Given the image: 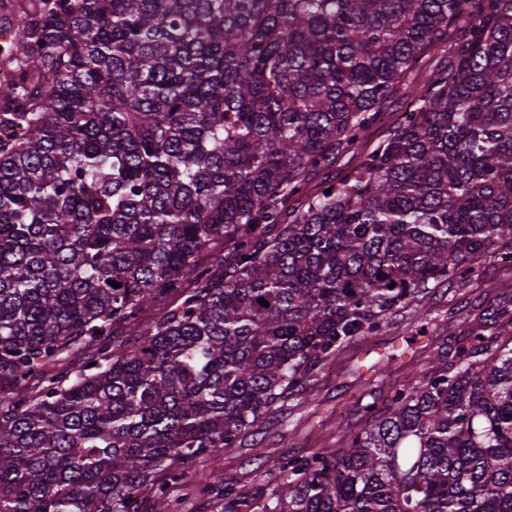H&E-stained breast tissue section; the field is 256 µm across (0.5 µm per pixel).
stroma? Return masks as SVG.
<instances>
[{"label":"stroma","instance_id":"stroma-1","mask_svg":"<svg viewBox=\"0 0 512 512\" xmlns=\"http://www.w3.org/2000/svg\"><path fill=\"white\" fill-rule=\"evenodd\" d=\"M475 295L443 285L430 298L427 315L394 320L387 332L355 342L344 357L314 367L311 396L281 398L264 419L248 428L231 454L215 451L197 459L196 468H217L248 487L260 477L261 459L318 447L335 421L355 424V401L380 362L392 361L398 375L414 367L415 358L444 346Z\"/></svg>","mask_w":512,"mask_h":512}]
</instances>
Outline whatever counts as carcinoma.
<instances>
[{"label": "carcinoma", "instance_id": "carcinoma-1", "mask_svg": "<svg viewBox=\"0 0 512 512\" xmlns=\"http://www.w3.org/2000/svg\"><path fill=\"white\" fill-rule=\"evenodd\" d=\"M0 34V387L42 382L0 394V512H173L159 472L232 452L487 254L512 271V0H0ZM422 68L416 107L365 147ZM375 373L386 395L336 443L186 495L512 512V274L448 350Z\"/></svg>", "mask_w": 512, "mask_h": 512}]
</instances>
